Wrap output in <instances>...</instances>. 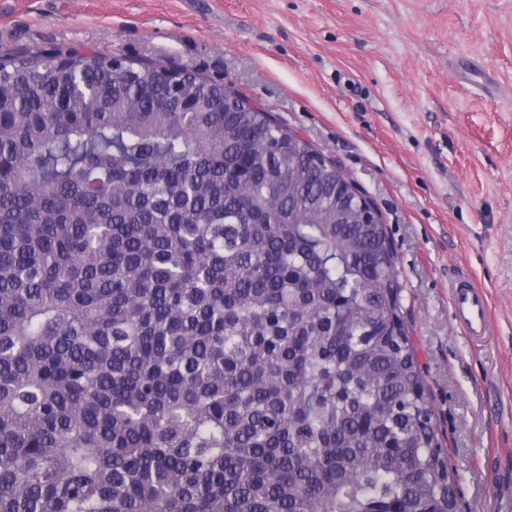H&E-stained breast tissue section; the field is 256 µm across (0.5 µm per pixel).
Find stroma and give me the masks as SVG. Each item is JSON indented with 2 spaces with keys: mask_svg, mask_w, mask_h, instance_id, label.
<instances>
[{
  "mask_svg": "<svg viewBox=\"0 0 512 512\" xmlns=\"http://www.w3.org/2000/svg\"><path fill=\"white\" fill-rule=\"evenodd\" d=\"M71 49L232 85L359 184L464 512H512V0H0V55ZM462 275L482 345L451 315ZM449 288L456 323L472 339L490 336V305L484 289L467 279L456 280Z\"/></svg>",
  "mask_w": 512,
  "mask_h": 512,
  "instance_id": "obj_1",
  "label": "stroma"
}]
</instances>
